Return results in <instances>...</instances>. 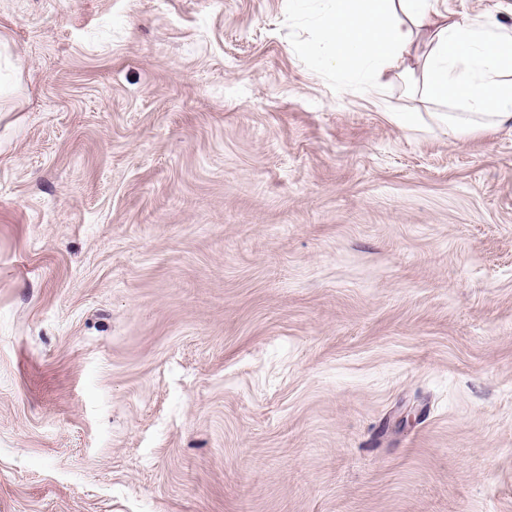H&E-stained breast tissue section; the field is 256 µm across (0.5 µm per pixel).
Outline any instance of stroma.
<instances>
[{
  "label": "stroma",
  "mask_w": 512,
  "mask_h": 512,
  "mask_svg": "<svg viewBox=\"0 0 512 512\" xmlns=\"http://www.w3.org/2000/svg\"><path fill=\"white\" fill-rule=\"evenodd\" d=\"M321 9L0 0V512H512V132Z\"/></svg>",
  "instance_id": "obj_1"
}]
</instances>
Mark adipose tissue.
<instances>
[{
    "instance_id": "1",
    "label": "adipose tissue",
    "mask_w": 512,
    "mask_h": 512,
    "mask_svg": "<svg viewBox=\"0 0 512 512\" xmlns=\"http://www.w3.org/2000/svg\"><path fill=\"white\" fill-rule=\"evenodd\" d=\"M319 34L337 72L380 92L387 74L445 103L448 135L512 131V27L463 19L436 0H324Z\"/></svg>"
}]
</instances>
